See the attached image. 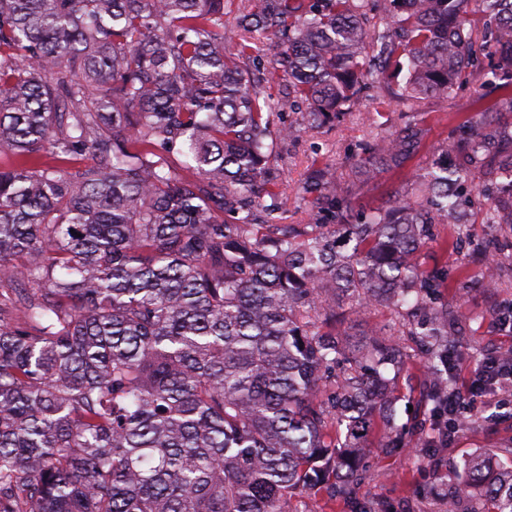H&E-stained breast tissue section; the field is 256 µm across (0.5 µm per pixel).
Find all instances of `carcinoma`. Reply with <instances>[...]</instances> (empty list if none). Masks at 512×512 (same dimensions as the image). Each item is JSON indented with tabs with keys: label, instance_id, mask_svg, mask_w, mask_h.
I'll list each match as a JSON object with an SVG mask.
<instances>
[{
	"label": "carcinoma",
	"instance_id": "cac0c4a2",
	"mask_svg": "<svg viewBox=\"0 0 512 512\" xmlns=\"http://www.w3.org/2000/svg\"><path fill=\"white\" fill-rule=\"evenodd\" d=\"M474 1L495 27L482 46ZM266 40L277 109L302 100L318 127L392 62L408 78L389 100L414 111L481 51L512 79V0H0V282L23 283L0 295V512H299L298 490L349 505L405 354L350 341L336 307L422 305L442 279L416 253L476 199L512 225V139L485 116L412 196L356 215L315 168L302 193L330 223H278L274 142L300 128L260 103ZM418 139L374 134L360 173L402 167ZM457 322L438 303L422 333L437 420ZM458 488L468 512H512V469L485 455Z\"/></svg>",
	"mask_w": 512,
	"mask_h": 512
}]
</instances>
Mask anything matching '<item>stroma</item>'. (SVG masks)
<instances>
[{
  "instance_id": "35a3bbf8",
  "label": "stroma",
  "mask_w": 512,
  "mask_h": 512,
  "mask_svg": "<svg viewBox=\"0 0 512 512\" xmlns=\"http://www.w3.org/2000/svg\"><path fill=\"white\" fill-rule=\"evenodd\" d=\"M496 81L491 73L486 80L460 85L447 100L425 101L416 116L421 131L418 150L403 169L382 173L373 180H364L355 166L360 145L368 136L369 120H376L385 134L392 135L401 132L409 119L406 108H393L376 94H369L356 111L298 137L278 141L275 153L286 176L283 223L308 222L301 185L305 172L313 166L330 168L338 187L359 208L376 207L393 193L409 192L412 174L430 168L450 132L471 121L478 112L494 107L501 96L493 88ZM488 256L498 259L502 267L499 284L492 290L484 288L482 280ZM418 261L424 269L439 271L445 277L447 286L438 293L439 301L479 316L477 322L452 339L461 380L471 382L487 358L512 350V227L482 223L477 215L461 228L434 225L431 238L418 252ZM340 312L350 333L381 332L409 355L401 369L389 373L395 388V419L387 423L386 429L393 433L411 424L415 433L409 449L401 452H386L376 443L367 448L371 478L358 491L359 507L372 504L378 512H445L457 470L465 458L485 454L497 465H512V388L465 399L461 414L468 418V425L453 430L449 448H427L437 421L425 401L427 368L420 345L407 335L396 314L387 307L359 311L348 301Z\"/></svg>"
}]
</instances>
